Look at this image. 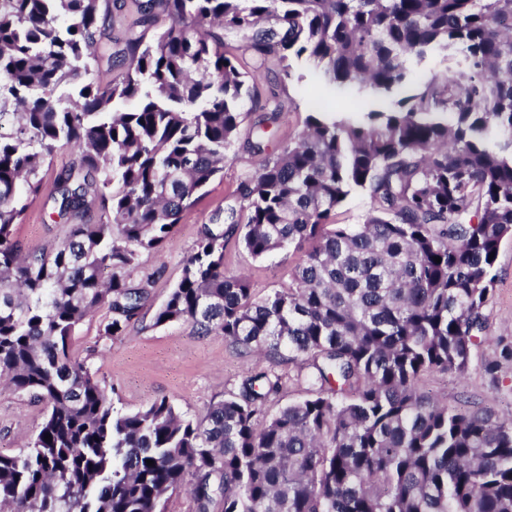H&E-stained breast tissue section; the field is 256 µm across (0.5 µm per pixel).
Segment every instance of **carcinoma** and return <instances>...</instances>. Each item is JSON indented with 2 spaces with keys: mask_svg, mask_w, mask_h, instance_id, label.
Returning a JSON list of instances; mask_svg holds the SVG:
<instances>
[{
  "mask_svg": "<svg viewBox=\"0 0 512 512\" xmlns=\"http://www.w3.org/2000/svg\"><path fill=\"white\" fill-rule=\"evenodd\" d=\"M122 47L100 42L101 0H0V377L46 408L27 450L0 454V512H165L189 487L194 512H512V418L452 409L426 373H464L486 331L501 244L512 239V0H132ZM274 19L275 26L262 22ZM274 54L285 79L306 58L322 78L390 94L410 57L459 51L454 73L415 84L357 122L311 112L265 153L247 206L205 226L155 324L219 331L272 368L193 418L165 399L115 407L74 359L105 310L117 339L148 292L124 277L174 237L222 171L242 123L247 72L224 33ZM124 67L99 83L101 60ZM503 140L492 143L491 130ZM78 153L51 199L60 219L24 251L14 226L54 151ZM354 190L360 224L337 210ZM253 259L303 252L285 288L258 298L224 268L226 234ZM440 257L441 262L434 261ZM305 360L308 395L267 415L275 368ZM51 435V441L44 440ZM154 465L149 466L146 460Z\"/></svg>",
  "mask_w": 512,
  "mask_h": 512,
  "instance_id": "cac0c4a2",
  "label": "carcinoma"
}]
</instances>
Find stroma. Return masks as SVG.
Here are the masks:
<instances>
[{"instance_id":"obj_1","label":"stroma","mask_w":512,"mask_h":512,"mask_svg":"<svg viewBox=\"0 0 512 512\" xmlns=\"http://www.w3.org/2000/svg\"><path fill=\"white\" fill-rule=\"evenodd\" d=\"M224 50L235 56L250 75L255 96L246 101V116L235 143L227 151L224 170L200 192L184 211L173 241L160 252H141L135 266L125 273L129 286L146 288L148 298L132 320L125 336L110 340L103 335L106 312L84 320L73 339V356L114 389L117 408L135 411L159 399H167L189 416L204 417L209 407L238 387L247 371H258L265 360L244 357L224 340L222 333L198 334L188 323L165 326L154 323L155 313L180 279L185 259L204 224L226 204L243 206V184L257 170L261 156L250 153L246 141L259 120H266L270 151L292 141L312 112H333L353 122L370 111L394 108L396 96L379 97L354 87L324 84L318 70L307 60L293 63L295 77L281 83L275 58H260L245 40L225 34ZM283 110L276 121L268 115L275 102ZM76 158L67 149L56 152L42 171L44 191L29 196L21 224L14 229L25 248L51 245L63 239L68 225L61 221L47 188L56 175ZM299 254L275 252L252 259L237 236L224 242V267L244 275L256 296L287 287ZM496 284L488 306L486 340L473 352L468 370L461 375L430 373L419 388L454 409L476 405L498 417H512V240L505 241L496 263ZM43 419V406L33 398L0 384V454L25 451Z\"/></svg>"}]
</instances>
